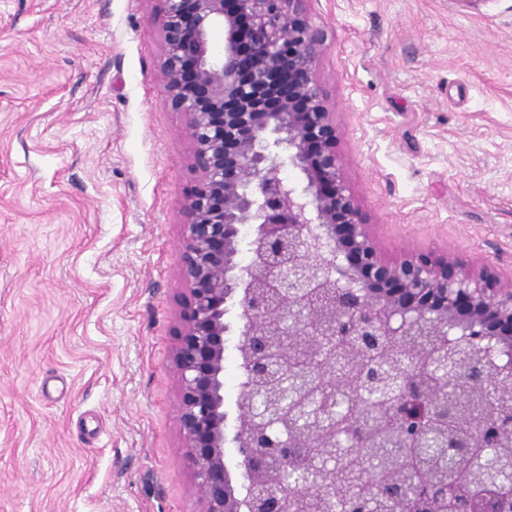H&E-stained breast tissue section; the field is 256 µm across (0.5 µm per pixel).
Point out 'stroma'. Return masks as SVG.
<instances>
[{
    "instance_id": "35a3bbf8",
    "label": "stroma",
    "mask_w": 512,
    "mask_h": 512,
    "mask_svg": "<svg viewBox=\"0 0 512 512\" xmlns=\"http://www.w3.org/2000/svg\"><path fill=\"white\" fill-rule=\"evenodd\" d=\"M152 0H0V512H193L171 363L185 118ZM390 259L512 275V0H310Z\"/></svg>"
}]
</instances>
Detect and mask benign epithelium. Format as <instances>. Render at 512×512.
<instances>
[{
	"mask_svg": "<svg viewBox=\"0 0 512 512\" xmlns=\"http://www.w3.org/2000/svg\"><path fill=\"white\" fill-rule=\"evenodd\" d=\"M160 76L171 109L186 117L193 185L181 203L178 427L188 448L194 512H282L280 499L253 485L269 472L259 448L283 454L306 429L336 419V392L321 386L336 314L371 316L362 336H409L420 327L464 346L433 362L443 378L466 374L512 426V373L492 362L471 374L469 355L489 347L512 361V282L490 260L458 253L383 255L342 174L340 134L317 69L327 35L308 15L310 0H155ZM224 32V43L212 33ZM285 166L299 182L280 176ZM249 262H237L242 227ZM242 310L238 350L252 389L242 397V457L235 485L224 456V359L231 329L224 305ZM404 411L400 448L418 447L419 424L448 421V395Z\"/></svg>",
	"mask_w": 512,
	"mask_h": 512,
	"instance_id": "obj_1",
	"label": "benign epithelium"
}]
</instances>
